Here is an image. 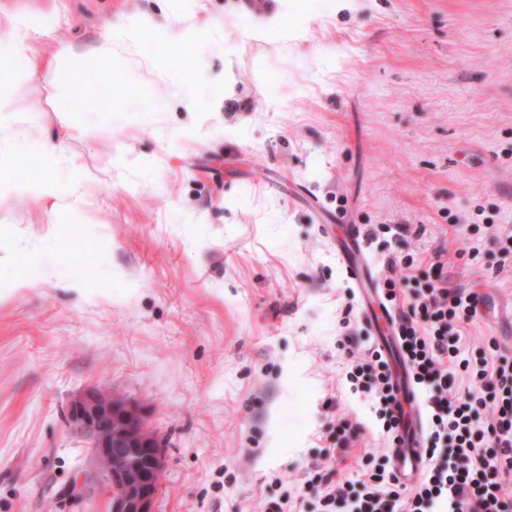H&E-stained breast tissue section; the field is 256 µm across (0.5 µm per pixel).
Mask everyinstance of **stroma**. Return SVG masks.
<instances>
[{
	"label": "stroma",
	"mask_w": 512,
	"mask_h": 512,
	"mask_svg": "<svg viewBox=\"0 0 512 512\" xmlns=\"http://www.w3.org/2000/svg\"><path fill=\"white\" fill-rule=\"evenodd\" d=\"M280 0H0V37L40 19L45 58L96 66L21 75L0 114L11 176H49L73 208L0 193V512H110L90 450L62 419L90 386L135 400L165 441L154 512H263L335 455L357 480L387 442L345 376L341 340L374 330L336 257L360 229L378 277L442 254L483 296L471 351L512 352V0H303V39L243 41ZM187 30L177 80L149 58ZM136 43L99 56L107 26ZM76 95L70 112L54 111ZM197 99L187 111L180 96ZM94 127L80 136L81 125ZM51 134L72 158L40 156ZM86 265L92 280L73 276ZM361 426L343 452L340 419Z\"/></svg>",
	"instance_id": "obj_1"
}]
</instances>
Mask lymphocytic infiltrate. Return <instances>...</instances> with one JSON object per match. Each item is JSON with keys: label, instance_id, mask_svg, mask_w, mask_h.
Masks as SVG:
<instances>
[{"label": "lymphocytic infiltrate", "instance_id": "f902f5d3", "mask_svg": "<svg viewBox=\"0 0 512 512\" xmlns=\"http://www.w3.org/2000/svg\"><path fill=\"white\" fill-rule=\"evenodd\" d=\"M435 280L406 295L387 277L383 298L396 310L395 323L410 377L427 411L421 455L424 468L414 486L401 482L377 453H367L362 479H336L318 466L311 484L320 488L315 506L289 492L270 500L265 512H512V355L496 340L469 352L461 336L482 297L448 285L443 262ZM355 390L370 397L388 440H396L401 403L391 367L377 348L358 350L346 337Z\"/></svg>", "mask_w": 512, "mask_h": 512}]
</instances>
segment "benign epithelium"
<instances>
[{"instance_id": "1", "label": "benign epithelium", "mask_w": 512, "mask_h": 512, "mask_svg": "<svg viewBox=\"0 0 512 512\" xmlns=\"http://www.w3.org/2000/svg\"><path fill=\"white\" fill-rule=\"evenodd\" d=\"M64 421L87 440L96 476L112 494V512H154L164 456L145 409L92 386L70 400Z\"/></svg>"}]
</instances>
